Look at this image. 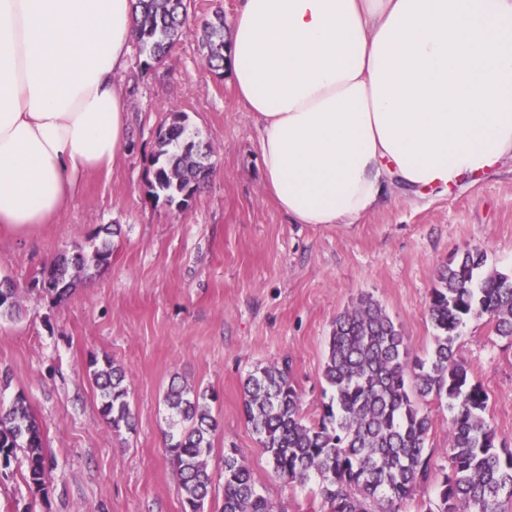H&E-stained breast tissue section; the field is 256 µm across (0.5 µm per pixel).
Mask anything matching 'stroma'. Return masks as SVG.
I'll list each match as a JSON object with an SVG mask.
<instances>
[{"label":"stroma","mask_w":512,"mask_h":512,"mask_svg":"<svg viewBox=\"0 0 512 512\" xmlns=\"http://www.w3.org/2000/svg\"><path fill=\"white\" fill-rule=\"evenodd\" d=\"M192 33L164 63L131 52L127 145L110 169L85 177L55 223L36 236L0 233V277L23 300L20 320L0 321V398L24 393L41 425L51 477L31 496L19 467L0 478V512H183L165 440L162 395L178 380L215 395L220 427L209 469L223 504L224 451L247 457L279 512H319L309 490L273 478L243 413L242 384L256 367L287 362L301 412H320L322 368L336 316L361 297L399 325L425 355L435 331L427 309L438 267L479 248L491 269L512 272V160L451 193L393 190L355 224H292L265 185L259 129L230 78L213 79L196 28L214 12L232 25L239 0H186ZM185 113L212 149L210 175L182 211L151 202L144 187L156 136ZM120 226L111 264L64 302L37 297L36 272L63 250ZM457 356L489 396L486 418L512 444V340L487 318L469 320ZM111 358L131 378L135 427L113 432L100 414L92 359Z\"/></svg>","instance_id":"35a3bbf8"}]
</instances>
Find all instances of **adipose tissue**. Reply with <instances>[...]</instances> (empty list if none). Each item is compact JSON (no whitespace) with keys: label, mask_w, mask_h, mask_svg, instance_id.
I'll use <instances>...</instances> for the list:
<instances>
[{"label":"adipose tissue","mask_w":512,"mask_h":512,"mask_svg":"<svg viewBox=\"0 0 512 512\" xmlns=\"http://www.w3.org/2000/svg\"><path fill=\"white\" fill-rule=\"evenodd\" d=\"M132 0H0V230L37 233L125 149ZM292 224L512 158V0H240L227 48Z\"/></svg>","instance_id":"obj_1"}]
</instances>
